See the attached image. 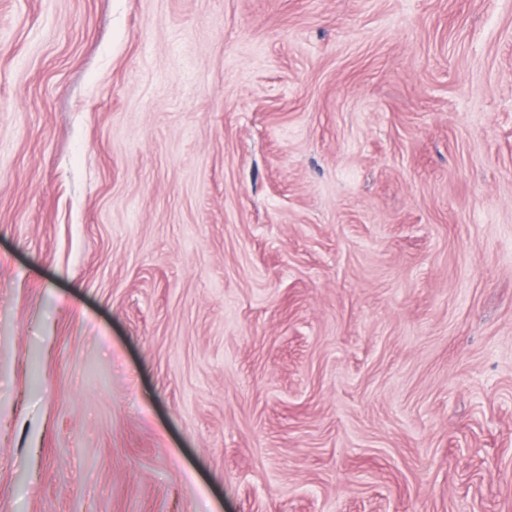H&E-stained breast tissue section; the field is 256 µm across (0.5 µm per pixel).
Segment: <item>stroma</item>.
<instances>
[{
	"instance_id": "35a3bbf8",
	"label": "stroma",
	"mask_w": 512,
	"mask_h": 512,
	"mask_svg": "<svg viewBox=\"0 0 512 512\" xmlns=\"http://www.w3.org/2000/svg\"><path fill=\"white\" fill-rule=\"evenodd\" d=\"M0 512H512V0H0Z\"/></svg>"
}]
</instances>
